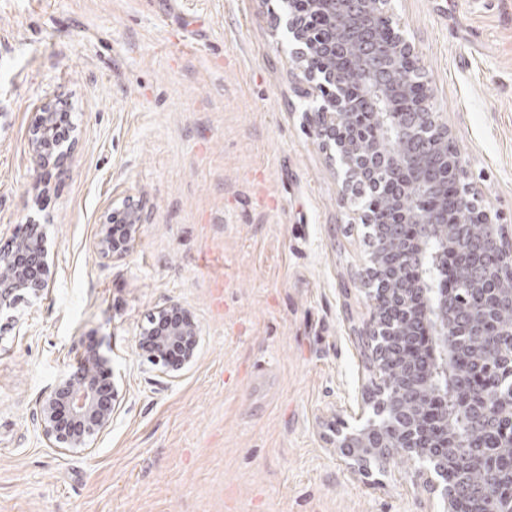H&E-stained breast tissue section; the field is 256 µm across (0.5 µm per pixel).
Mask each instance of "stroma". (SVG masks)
Returning a JSON list of instances; mask_svg holds the SVG:
<instances>
[{
	"instance_id": "obj_1",
	"label": "stroma",
	"mask_w": 512,
	"mask_h": 512,
	"mask_svg": "<svg viewBox=\"0 0 512 512\" xmlns=\"http://www.w3.org/2000/svg\"><path fill=\"white\" fill-rule=\"evenodd\" d=\"M264 0H0V246L47 224L55 275L0 319V512H417L413 466L353 479L326 440L368 377L365 225L301 112ZM481 207L512 226V0H391ZM80 131L36 175L49 98ZM148 222L93 251L113 196ZM199 327L170 378L137 347L169 303ZM122 397L90 450L48 447L38 403L86 345Z\"/></svg>"
}]
</instances>
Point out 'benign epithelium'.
Here are the masks:
<instances>
[{"mask_svg": "<svg viewBox=\"0 0 512 512\" xmlns=\"http://www.w3.org/2000/svg\"><path fill=\"white\" fill-rule=\"evenodd\" d=\"M273 31L288 45L291 64L301 74L306 102L304 118L310 133L333 149L331 159L341 178L339 205L348 208L358 178L367 180L374 191H393L392 205L401 219L392 223L387 214L366 210L359 214L363 224H379L384 244L407 247L411 274L384 264V253L370 254L361 288L368 291L371 313L358 329V347L370 359L371 381L376 388L364 393L356 406L347 408L354 423L341 418L330 426V443L335 445L341 465L351 477L372 476L371 463L405 458L415 466L418 494L440 505V512H455L459 494L477 500V512H512V498L499 496L512 482L495 457L475 447L469 433L486 422L501 424V447L512 448V327L497 326L492 337L477 321L495 322L498 314L512 310V242L506 225L498 224L490 211L474 213L486 226L480 242L468 240L453 230L444 237L441 224L452 206H472L467 174L461 153L448 156L452 132L433 105L434 94L417 62L415 44L392 27L385 0H265ZM335 27L333 40L322 44L323 53L336 61L352 46L360 47L356 64L361 74L359 90L349 91L336 68L317 62V28ZM57 101L43 102L28 131V148L34 170L49 168L50 159L60 163L78 142L77 127L69 125L64 137L56 133ZM367 125L384 132V139L367 144L349 138L344 127ZM434 178L429 180L424 169ZM148 214L126 196L112 199V208L101 216L93 248L99 257L112 262L125 258L139 239ZM440 253L461 256L486 248L502 251L492 272L475 265L467 281L450 289L428 286L426 264L434 246ZM54 269L48 260L45 229L34 221L18 226L7 245L0 247V314L12 309L25 294L39 296L48 287ZM487 279L504 287L482 295L474 308L463 293H476ZM389 287L391 300L404 316L394 329L377 308V295ZM429 323V352L432 372L408 359L400 376L393 380L385 372L381 348L401 337L396 349H412L416 323ZM199 335L192 314L179 303H171L157 315V327L140 333L138 348L162 373L178 371L195 360L194 343ZM185 348L178 366L167 361L168 351ZM81 372L57 382L43 398L34 422L51 448L87 449L107 430L118 410L119 390L112 370V357L100 348L84 350ZM485 369L498 376L493 388L477 394L467 387L471 375ZM110 378L102 388L101 374ZM460 473V484L448 486V465Z\"/></svg>", "mask_w": 512, "mask_h": 512, "instance_id": "obj_1", "label": "benign epithelium"}]
</instances>
